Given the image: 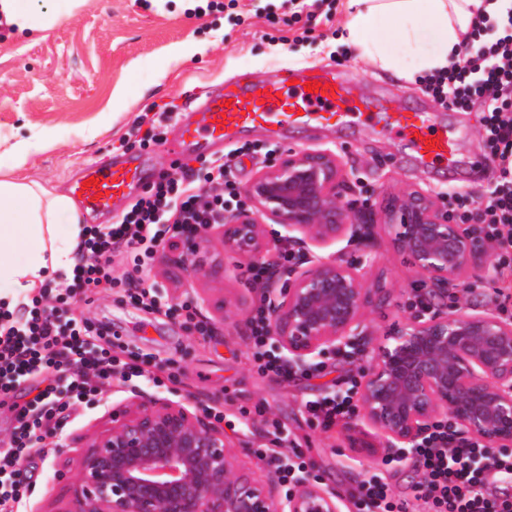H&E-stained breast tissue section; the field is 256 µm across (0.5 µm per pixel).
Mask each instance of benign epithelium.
Returning a JSON list of instances; mask_svg holds the SVG:
<instances>
[{
  "instance_id": "benign-epithelium-1",
  "label": "benign epithelium",
  "mask_w": 512,
  "mask_h": 512,
  "mask_svg": "<svg viewBox=\"0 0 512 512\" xmlns=\"http://www.w3.org/2000/svg\"><path fill=\"white\" fill-rule=\"evenodd\" d=\"M330 150H294L278 157L243 188L248 205L206 224L170 260L197 276L190 256L217 233L228 251L254 263L276 259L282 241L326 247L349 237L365 244L381 225L407 255L420 287L445 292L484 277L494 253L479 224H462L419 191L392 194L378 209L356 207ZM286 235L268 237L265 220ZM381 289L358 267L320 258L288 273L270 301L276 348L304 365L330 350L355 345L365 310ZM362 372V419L388 448H412L432 425L447 421L489 449L512 447V321L432 306L412 313L390 333ZM342 500L308 476L289 492L269 471L260 481L231 461L224 427L190 403L138 392L112 429L83 458L65 512H342Z\"/></svg>"
}]
</instances>
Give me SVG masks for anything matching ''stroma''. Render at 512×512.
Masks as SVG:
<instances>
[{
    "label": "stroma",
    "instance_id": "obj_1",
    "mask_svg": "<svg viewBox=\"0 0 512 512\" xmlns=\"http://www.w3.org/2000/svg\"><path fill=\"white\" fill-rule=\"evenodd\" d=\"M220 10L204 0H82L51 29L22 37L0 25V148L51 133L50 147L32 153L21 173L46 188L70 194L71 183L94 161L112 155L144 157L154 172L168 169L160 145L142 148L129 137L139 123L158 119L171 106L204 86L264 81L287 72H336L369 107L400 112L416 106L432 123L455 135V164L420 165L409 143L391 128L362 122L343 131L309 126L275 136L269 123L237 140L225 141L224 178L243 189L267 164L288 150L328 149L340 155L353 196L380 205L390 193L414 189L433 195L448 209L476 211L496 185L497 167L477 169L473 159L488 148L479 107L456 109L433 96L423 74L401 78L359 60L351 47L336 44L348 14L345 0H223ZM196 46L192 56L179 47ZM333 251L357 265L367 285L382 291L364 328L372 345L388 343L392 328L411 313L416 269L394 251L382 227L372 229L370 246L336 241ZM194 259L206 276L193 279L158 252L146 273L154 302L132 305L119 290L77 292L73 310L91 325L111 324L112 333L95 338L121 361L151 360L145 376L110 386L89 404L77 403L66 424L46 438L43 454L22 460L35 477L22 512H64L82 460L92 442L112 426V413L142 390L173 401L224 413V433L235 464L263 478L268 464L257 451L272 445L266 419L276 420L283 437L304 452L307 470L322 487L336 492L343 512H357L354 494L368 474L383 473L395 497L413 500L421 470L412 456L392 462L366 458L361 444L379 445L363 420L323 430L313 423L308 402L345 394L361 379V364L329 356L322 368L289 380L259 374L251 342L238 314H252L279 285H254L240 276L246 258L224 249L214 236ZM493 278L470 281L450 292L458 309L480 314L496 309ZM193 302L205 329L186 322L181 305ZM265 416H258L256 405Z\"/></svg>",
    "mask_w": 512,
    "mask_h": 512
}]
</instances>
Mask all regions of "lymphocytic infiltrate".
Segmentation results:
<instances>
[{
	"label": "lymphocytic infiltrate",
	"mask_w": 512,
	"mask_h": 512,
	"mask_svg": "<svg viewBox=\"0 0 512 512\" xmlns=\"http://www.w3.org/2000/svg\"><path fill=\"white\" fill-rule=\"evenodd\" d=\"M500 34L475 40L466 64H451L430 77L428 87L449 106H480L490 158L500 167V179L482 211L485 236L498 254L501 281L496 294L501 311L512 308V8L498 17ZM216 185L214 194L197 191L199 182ZM223 159L203 160L200 169L174 160L123 215L109 225H87L78 244L71 285L44 286L38 296L0 308V393L14 392L31 376H40L42 389L29 401L15 405L14 425L7 449L0 451V512H19L30 475L20 472L23 457L41 454L43 440L62 424L69 401H89L112 381L116 369L141 376V363L118 364L110 350L88 340L90 333L106 335L108 327L91 330L74 314L72 290L122 289L129 302L146 303L150 290L143 271L166 237H193L199 225L220 224L227 210L238 208L235 196L224 195ZM130 258L126 277L113 278V255ZM253 360L259 373L291 378L287 365L271 355L270 327L264 309L249 322ZM415 464L426 475L418 498L425 512H512V497L487 496L493 476H512V452L488 451L482 443L462 436L451 424L434 425L417 444ZM358 512H406L395 500L383 474L362 480Z\"/></svg>",
	"instance_id": "lymphocytic-infiltrate-1"
}]
</instances>
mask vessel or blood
I'll return each instance as SVG.
<instances>
[{
  "mask_svg": "<svg viewBox=\"0 0 512 512\" xmlns=\"http://www.w3.org/2000/svg\"><path fill=\"white\" fill-rule=\"evenodd\" d=\"M319 80L320 88L310 93L303 84L291 85L277 78L189 94L183 106L185 116L178 119L177 133L167 141L166 152L175 158L209 156L225 138L270 122L296 128L313 124L339 127L354 120H370V113L361 111L351 88L336 75L323 74ZM392 127L411 141L421 158L441 161L454 150L453 137L437 134L425 113H396ZM431 140L437 141V149H428ZM82 176L95 178V185L86 188L77 181L72 192L90 210L101 214L110 212L114 198L125 195L145 178L141 165L112 159L89 165Z\"/></svg>",
  "mask_w": 512,
  "mask_h": 512,
  "instance_id": "obj_1",
  "label": "vessel or blood"
}]
</instances>
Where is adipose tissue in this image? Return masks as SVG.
Returning a JSON list of instances; mask_svg holds the SVG:
<instances>
[{"instance_id": "obj_1", "label": "adipose tissue", "mask_w": 512, "mask_h": 512, "mask_svg": "<svg viewBox=\"0 0 512 512\" xmlns=\"http://www.w3.org/2000/svg\"><path fill=\"white\" fill-rule=\"evenodd\" d=\"M36 0H0V20L18 32L51 29L58 10ZM348 20L340 42L360 60L403 76L438 71L457 60L474 26L500 14L512 0H347ZM29 146L0 153V299L39 287L47 272L69 270L80 233L77 203L39 182L17 177ZM69 225L67 238L56 227Z\"/></svg>"}]
</instances>
